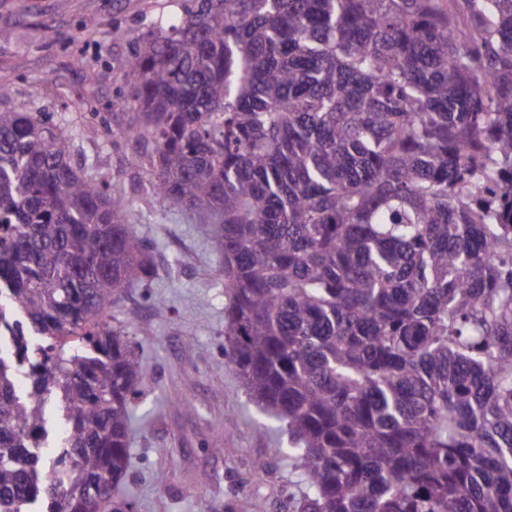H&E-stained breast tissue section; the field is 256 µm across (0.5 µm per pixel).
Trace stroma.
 <instances>
[{
	"label": "stroma",
	"mask_w": 512,
	"mask_h": 512,
	"mask_svg": "<svg viewBox=\"0 0 512 512\" xmlns=\"http://www.w3.org/2000/svg\"><path fill=\"white\" fill-rule=\"evenodd\" d=\"M181 0H0V111L38 112L73 131V159L116 199L158 269L124 289L101 322L121 321L147 362L135 403V512H293L305 488L288 436L250 400L224 354V279L201 219L159 206L140 141L127 138L136 41L180 19ZM166 314L158 316L157 303ZM211 478L199 487L197 478Z\"/></svg>",
	"instance_id": "stroma-1"
}]
</instances>
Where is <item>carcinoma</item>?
<instances>
[{"mask_svg": "<svg viewBox=\"0 0 512 512\" xmlns=\"http://www.w3.org/2000/svg\"><path fill=\"white\" fill-rule=\"evenodd\" d=\"M129 76L156 202L208 221L226 355L288 430L297 512H512V0H191ZM71 141L0 111V290L23 314L0 512L134 508L146 364L97 318L156 266Z\"/></svg>", "mask_w": 512, "mask_h": 512, "instance_id": "1", "label": "carcinoma"}]
</instances>
